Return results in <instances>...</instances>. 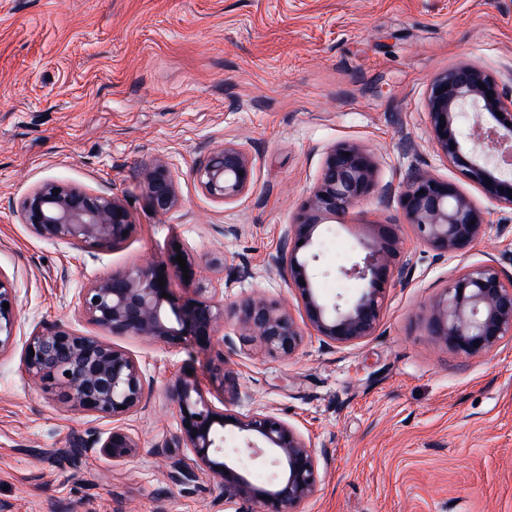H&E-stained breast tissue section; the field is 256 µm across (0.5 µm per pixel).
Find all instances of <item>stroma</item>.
Listing matches in <instances>:
<instances>
[{
  "instance_id": "obj_1",
  "label": "stroma",
  "mask_w": 512,
  "mask_h": 512,
  "mask_svg": "<svg viewBox=\"0 0 512 512\" xmlns=\"http://www.w3.org/2000/svg\"><path fill=\"white\" fill-rule=\"evenodd\" d=\"M478 65L512 96V0H0V271L15 296L16 336L62 326L130 352L149 392L122 425L136 454L114 461L90 442L111 418L74 411L24 371L18 346L0 354V512H237L209 477L182 484L169 447L179 426L164 384L192 370L218 410L264 408L325 452L315 494L299 512H512V341L464 359L433 342L425 309L467 265L512 274V209L448 164L429 135L427 91L455 64ZM366 147L378 182L411 171L454 183L484 212V236L437 257L402 221L397 197L371 195L321 228L324 296L353 295L335 272L375 224L398 227L411 260L389 282L376 333L328 347L305 335L270 355L235 319L231 348L118 336L80 315L88 282L143 258L164 261L183 305L197 281L225 306L256 293L302 319L299 292L271 259L299 204L340 142ZM225 143L253 162L237 203L206 196L197 163ZM169 162L180 204L150 212L139 172ZM56 181L128 202L136 229L116 250L40 237L21 200ZM197 260L195 279L173 258ZM249 262L254 275L236 279ZM233 385L213 374L216 361Z\"/></svg>"
}]
</instances>
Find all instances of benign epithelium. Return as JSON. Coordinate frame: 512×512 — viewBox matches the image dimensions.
<instances>
[{
    "instance_id": "benign-epithelium-1",
    "label": "benign epithelium",
    "mask_w": 512,
    "mask_h": 512,
    "mask_svg": "<svg viewBox=\"0 0 512 512\" xmlns=\"http://www.w3.org/2000/svg\"><path fill=\"white\" fill-rule=\"evenodd\" d=\"M429 130L440 153L486 196L512 208V99L496 80L473 64L450 66L437 73L427 93ZM502 116H497L496 112ZM473 114L468 134L461 118ZM202 191L214 201L233 203L249 189L253 165L242 148L226 143L195 170ZM141 182L155 213L165 216L179 204L169 163L155 158L141 169ZM377 164L357 143L340 142L325 156L310 195L299 205L273 258L281 275L299 289L306 325L329 346H346L375 334L391 276L408 275L409 262L399 259L391 224L378 225L377 235L361 243L363 255L338 275L364 287L353 298L330 299L318 286L320 227L350 213L376 192ZM406 223L437 256L466 253L485 232L481 210L451 182L430 173L409 174L399 191ZM21 223L47 240H63L87 249L109 250L124 244L136 224L118 197L65 183L47 181L20 203ZM161 262L147 261L99 277L78 294V308L92 323L114 335L136 336L167 345L186 343L208 348L224 319L233 316L242 335L258 341L271 354L290 356L300 347L304 330L281 304L251 296L231 310L204 283L180 307L162 296ZM9 303V309L3 303ZM14 296L0 275V353L15 343ZM426 331L453 353L476 357L512 339V278L495 261L468 265L429 302ZM22 362L27 374L58 389L77 411L120 420L140 406L145 383L137 360L128 351L95 336L62 327L35 330L24 341ZM165 392L180 415V431L170 441L193 454L181 481L204 475L224 487L230 503H258L260 512H297L316 490L320 454L296 427L266 410L238 414L216 410L204 399L196 379L179 372ZM220 420H215V417ZM239 433L240 447L224 448V428ZM112 460L131 457L137 441L125 428H112L98 440ZM269 463L267 486L250 479L243 459Z\"/></svg>"
}]
</instances>
